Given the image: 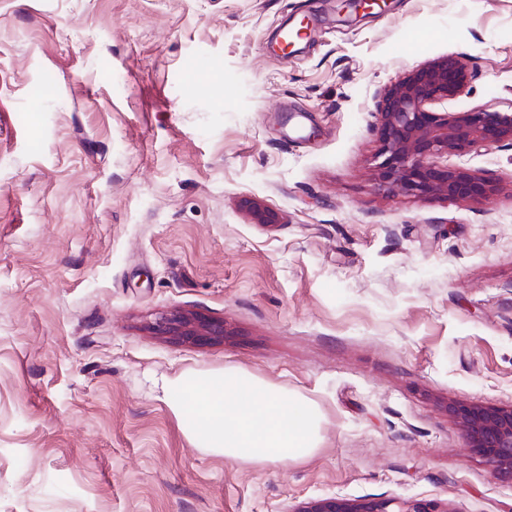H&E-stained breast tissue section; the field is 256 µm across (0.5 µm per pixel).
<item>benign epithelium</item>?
<instances>
[{
	"mask_svg": "<svg viewBox=\"0 0 512 512\" xmlns=\"http://www.w3.org/2000/svg\"><path fill=\"white\" fill-rule=\"evenodd\" d=\"M466 64L455 56L435 59L390 84L378 107L376 163L378 190L392 195L488 200L495 187L441 158L463 156L480 146L512 144V109L470 108L439 112L437 104L460 98L470 82ZM153 330L181 342L224 339V322L192 314L163 317ZM463 431L467 448L494 476L512 482V406L491 407L450 401L444 406ZM282 512H455L448 504L417 499L351 500L325 498Z\"/></svg>",
	"mask_w": 512,
	"mask_h": 512,
	"instance_id": "7a95c632",
	"label": "benign epithelium"
}]
</instances>
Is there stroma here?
<instances>
[{"label": "stroma", "mask_w": 512, "mask_h": 512, "mask_svg": "<svg viewBox=\"0 0 512 512\" xmlns=\"http://www.w3.org/2000/svg\"><path fill=\"white\" fill-rule=\"evenodd\" d=\"M340 4L0 0V512H512L443 409L512 406V145L444 159L488 202L374 180L409 71L464 57L451 109L512 108V0ZM178 311L224 340L157 335ZM227 367L311 401L317 450L231 462L187 435L163 379ZM396 506V510L392 508ZM282 512H454L448 504L417 499H378L351 500L345 498H325L293 507L286 505Z\"/></svg>", "instance_id": "35a3bbf8"}]
</instances>
